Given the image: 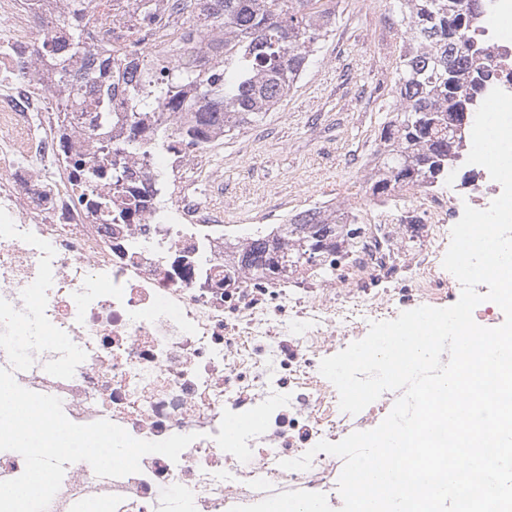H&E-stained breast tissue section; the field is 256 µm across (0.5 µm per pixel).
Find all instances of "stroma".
Listing matches in <instances>:
<instances>
[{
    "label": "stroma",
    "mask_w": 512,
    "mask_h": 512,
    "mask_svg": "<svg viewBox=\"0 0 512 512\" xmlns=\"http://www.w3.org/2000/svg\"><path fill=\"white\" fill-rule=\"evenodd\" d=\"M401 34L390 0H336V25L287 99L217 148L211 166L224 192L213 203L248 222L275 201L355 195L363 174L348 161L380 144Z\"/></svg>",
    "instance_id": "stroma-1"
}]
</instances>
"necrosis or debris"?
Returning a JSON list of instances; mask_svg holds the SVG:
<instances>
[{
	"label": "necrosis or debris",
	"instance_id": "1",
	"mask_svg": "<svg viewBox=\"0 0 512 512\" xmlns=\"http://www.w3.org/2000/svg\"><path fill=\"white\" fill-rule=\"evenodd\" d=\"M475 2L484 88L512 93V0ZM113 6L84 12L88 42L167 61L169 45L187 27L182 15L168 7L158 24L140 29L130 0ZM61 8L62 0H0V208L20 231L54 248L46 315L86 358L61 379L44 369L53 353L38 352L14 377L58 397L74 423L108 420L141 440H195L178 461L148 454L140 472L110 482L88 463H73L47 512H83L97 503L112 512H166L173 499L183 512H230L297 490L335 501V456L317 454L303 471L281 466L367 423L340 410L321 360L363 339L371 322L459 298L460 283L442 265L451 229L464 206L488 208L501 185L461 155L449 160L440 182L383 196L373 186L385 169L353 159L364 174L363 200L310 195L298 210L276 205L256 216L263 231L304 216L357 229L277 277L261 265L241 266L248 229L207 199L221 186L200 175L209 147L177 144L124 158L128 177L112 197L137 199L140 208L126 223H109L84 203L70 166L75 154H100L91 104L74 102L62 88L63 66L78 63L34 52L63 40ZM160 171L167 175L163 205ZM41 256L20 239L0 238V298L22 308L21 292ZM253 417L258 427L225 448L228 421Z\"/></svg>",
	"mask_w": 512,
	"mask_h": 512
}]
</instances>
